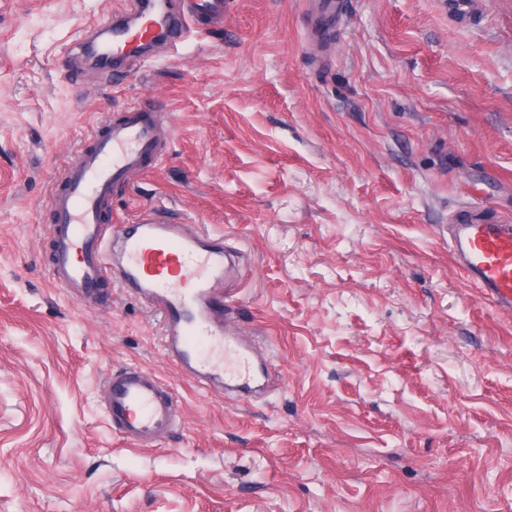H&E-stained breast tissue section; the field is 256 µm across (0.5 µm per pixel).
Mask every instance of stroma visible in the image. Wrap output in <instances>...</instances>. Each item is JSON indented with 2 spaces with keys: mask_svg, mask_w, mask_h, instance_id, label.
Segmentation results:
<instances>
[{
  "mask_svg": "<svg viewBox=\"0 0 512 512\" xmlns=\"http://www.w3.org/2000/svg\"><path fill=\"white\" fill-rule=\"evenodd\" d=\"M115 0H0V512H512V313L456 268L468 202L512 223V0H224L177 53L85 62ZM152 97L167 158L118 194L220 234L241 335L283 386L221 399L179 377L161 316L88 312L46 276L41 200L105 110ZM138 364L183 426L129 449L100 402Z\"/></svg>",
  "mask_w": 512,
  "mask_h": 512,
  "instance_id": "35a3bbf8",
  "label": "stroma"
}]
</instances>
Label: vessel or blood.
Returning a JSON list of instances; mask_svg holds the SVG:
<instances>
[{
	"label": "vessel or blood",
	"mask_w": 512,
	"mask_h": 512,
	"mask_svg": "<svg viewBox=\"0 0 512 512\" xmlns=\"http://www.w3.org/2000/svg\"><path fill=\"white\" fill-rule=\"evenodd\" d=\"M199 18L222 21L224 0H179L162 12L153 0H119L98 27L105 35L101 78H111V60H145V47L156 41L177 47L190 20ZM160 116L149 102L107 114L53 181L41 203L53 244L49 278L83 305L106 306L105 288L114 281L159 311L166 357L205 391L228 398L271 393L280 385L271 357L228 328L233 308L224 281L235 257L223 236L190 231L161 201L142 206L124 224L104 219L115 190L168 153L172 132ZM449 231L464 276L495 308L512 312V224L487 219L469 204ZM102 405L113 433L138 448L157 444L181 423L170 386L138 365L112 370L103 381Z\"/></svg>",
	"instance_id": "b4317fda"
}]
</instances>
